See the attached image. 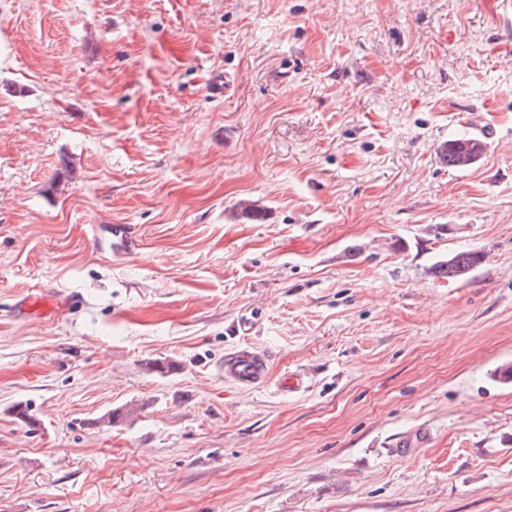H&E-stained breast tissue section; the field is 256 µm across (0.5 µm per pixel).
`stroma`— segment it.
<instances>
[{
	"mask_svg": "<svg viewBox=\"0 0 512 512\" xmlns=\"http://www.w3.org/2000/svg\"><path fill=\"white\" fill-rule=\"evenodd\" d=\"M499 2L0 0V512H512ZM483 151V143L473 142L470 138L459 137L448 141L442 150L443 159L448 167L464 168L472 165ZM482 257L477 252L465 251L459 252L448 258L441 260L435 266V274L441 278L455 280L465 275L471 268L479 264ZM224 381L255 389L268 381V356L258 347L241 344L224 355Z\"/></svg>",
	"mask_w": 512,
	"mask_h": 512,
	"instance_id": "obj_1",
	"label": "stroma"
}]
</instances>
